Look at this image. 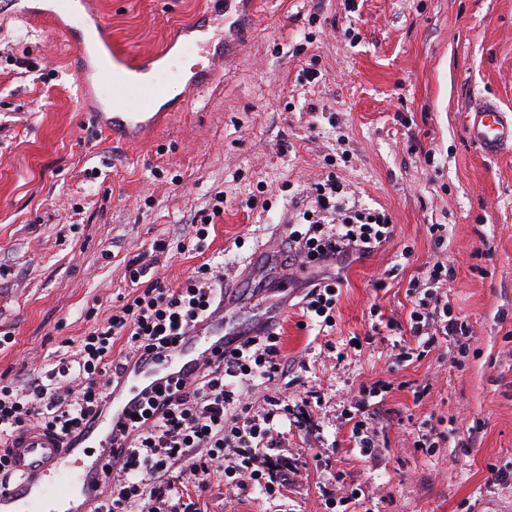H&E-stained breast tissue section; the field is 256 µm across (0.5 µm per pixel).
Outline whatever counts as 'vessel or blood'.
Masks as SVG:
<instances>
[{
    "instance_id": "b4317fda",
    "label": "vessel or blood",
    "mask_w": 512,
    "mask_h": 512,
    "mask_svg": "<svg viewBox=\"0 0 512 512\" xmlns=\"http://www.w3.org/2000/svg\"><path fill=\"white\" fill-rule=\"evenodd\" d=\"M99 33L115 64L136 72L143 69V62L113 44L108 27H101ZM236 47V39L228 37L220 52L202 44L198 53L210 66ZM209 66L192 82V89L208 86ZM111 85L109 111L90 113V122L121 141L142 140L153 134L164 119L154 105L168 94V87L117 78ZM133 93L139 96L140 109L129 112L125 102ZM468 135L486 155H497L512 146V119L490 104L480 105L470 113ZM224 317V311H217L161 354L129 356L118 385L109 391L108 406L78 442L70 444L60 435L39 429L18 433L13 445L18 478L0 488V512H89L90 502L103 496L105 467L112 461L119 431L145 396L167 381L193 376L202 359L218 358L234 347L233 337L224 333Z\"/></svg>"
}]
</instances>
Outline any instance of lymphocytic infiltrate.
Listing matches in <instances>:
<instances>
[{
	"instance_id": "1",
	"label": "lymphocytic infiltrate",
	"mask_w": 512,
	"mask_h": 512,
	"mask_svg": "<svg viewBox=\"0 0 512 512\" xmlns=\"http://www.w3.org/2000/svg\"><path fill=\"white\" fill-rule=\"evenodd\" d=\"M336 183L318 185L320 212L340 215L339 223L316 221L298 225L288 234L291 266L321 268L353 255H367L393 233L387 215L342 214ZM450 276L444 263H435L426 279L411 280L406 290L413 307L408 323L388 318L392 331L408 327L419 345L430 347L438 337L456 336L464 325L448 310L441 287ZM124 278L129 292L106 320L82 336L74 362H61L57 372L20 382L0 376V485L14 482L12 437L31 427L79 438L107 404V389L119 379L121 356L169 347L209 318L224 298L209 264H202L178 287L148 279L139 258L128 261ZM339 295L333 280L314 281L304 297L303 312L319 328L333 327ZM281 336L270 332L243 340L222 359L206 363L193 382L165 385L149 396L138 416L121 436L111 465L106 496L92 512H134L148 504L149 512H189L170 479L173 470L205 479L222 474L225 484L248 494L274 497L280 475L267 465L278 448V398H254V389L273 383L284 373ZM385 381L361 387L353 404L359 413L351 433L361 453L375 455L379 428L364 420L371 398Z\"/></svg>"
}]
</instances>
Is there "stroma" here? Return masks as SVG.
Masks as SVG:
<instances>
[{"label": "stroma", "mask_w": 512, "mask_h": 512, "mask_svg": "<svg viewBox=\"0 0 512 512\" xmlns=\"http://www.w3.org/2000/svg\"><path fill=\"white\" fill-rule=\"evenodd\" d=\"M17 0L0 12V375L21 380L73 360L80 337L125 289L128 260L151 254L178 286L201 264L231 272L238 327L287 302L288 363L277 395L290 470L271 499L237 494L222 475L187 486L196 512H337V473L359 489L357 512H512V148L485 156L470 140L475 99L512 116V0H254V25L209 88L162 104L170 115L139 143L95 131L108 111L100 39L85 40L87 76L49 10L106 23L115 40L157 62L190 58L170 35L205 13L230 29L239 0ZM334 177L345 209L389 215L392 238L340 266L303 272L248 263L284 224L316 220L315 188ZM224 211L212 216L216 193ZM211 219L201 250L173 245ZM444 224L437 244L430 227ZM452 270L448 305L463 342L398 362L376 315L407 320L406 289L435 262ZM340 284L336 324L301 327L299 303L320 278ZM389 387L368 416L387 442L363 457L347 422L360 385ZM448 441L413 446L422 421Z\"/></svg>", "instance_id": "1"}]
</instances>
